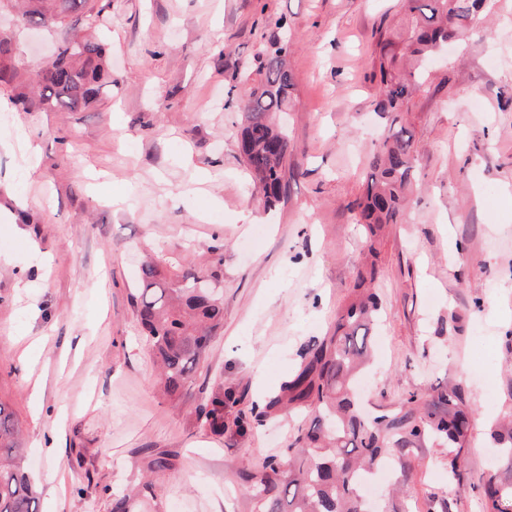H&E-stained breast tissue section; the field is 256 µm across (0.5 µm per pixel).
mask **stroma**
<instances>
[{
    "mask_svg": "<svg viewBox=\"0 0 512 512\" xmlns=\"http://www.w3.org/2000/svg\"><path fill=\"white\" fill-rule=\"evenodd\" d=\"M103 40L112 84L63 112L0 102V402L21 424L38 512H111L150 452L155 512H252L238 471L287 457L301 417L238 433L329 332L359 271L383 318L363 372L371 413L426 399L462 377L477 413L463 467L494 471L488 432L512 411V0L496 35L449 46L403 121L414 135L409 221L362 250L354 202L381 137L371 58L401 0H111ZM66 29L0 12V37L29 71ZM287 41L294 87L291 172L260 203L238 148V76ZM496 66H489L488 56ZM159 252L217 283L224 326L180 399L166 396L133 296ZM234 394L223 435L201 427L214 384ZM381 512H481L448 482L447 449L387 463Z\"/></svg>",
    "mask_w": 512,
    "mask_h": 512,
    "instance_id": "35a3bbf8",
    "label": "stroma"
}]
</instances>
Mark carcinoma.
I'll return each instance as SVG.
<instances>
[{
  "label": "carcinoma",
  "mask_w": 512,
  "mask_h": 512,
  "mask_svg": "<svg viewBox=\"0 0 512 512\" xmlns=\"http://www.w3.org/2000/svg\"><path fill=\"white\" fill-rule=\"evenodd\" d=\"M402 8L405 24L379 31L373 59L380 74L375 112L385 117L407 111L413 95L426 90L424 64L448 43L472 35L493 38L484 23L489 0H403ZM104 10L99 0H61L59 5L56 0H28L22 19L29 25H62L71 14L76 20L55 60L35 80L14 63L11 41L1 38L0 92L42 112L97 100L110 78L106 50L81 29L98 27ZM287 56L288 44L272 42L257 52L255 69L241 78L246 87L239 149L269 207L288 186V130L273 121L274 115L287 111L294 86ZM413 164V134L393 120L369 157L363 197L357 202V223L366 231L371 253L384 227L405 222ZM139 284L133 299L146 342L159 362L164 392L178 399L224 323V301L207 280L179 273L163 256L142 264ZM378 311L374 294L354 289L336 316L333 332L307 345L298 369L282 382L279 393L261 410L236 417V430L245 433L285 408L310 412L288 448V461L267 458L238 473L250 492L253 512H368L362 480L393 452L406 453L427 441L448 448V477L475 491L483 512H512V419L489 431L498 448V468L476 483L468 481L460 459L469 447L475 412L461 384L450 382L422 403L413 394L371 422L364 418L353 384L368 360ZM233 404V394L216 386L194 411L204 427L222 435L224 409ZM18 435V419L0 402V512H37ZM174 466L175 456L165 451L147 462L150 472ZM111 512L150 510L140 490L130 489L112 498Z\"/></svg>",
  "instance_id": "carcinoma-1"
}]
</instances>
